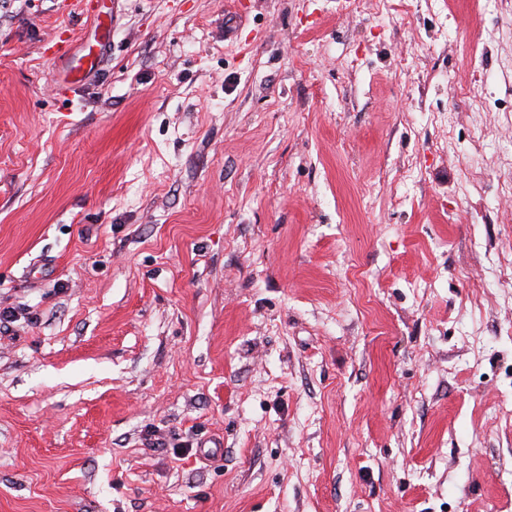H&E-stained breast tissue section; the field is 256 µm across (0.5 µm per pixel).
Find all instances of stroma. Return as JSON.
<instances>
[{"mask_svg": "<svg viewBox=\"0 0 512 512\" xmlns=\"http://www.w3.org/2000/svg\"><path fill=\"white\" fill-rule=\"evenodd\" d=\"M508 168L512 0H0V512H512Z\"/></svg>", "mask_w": 512, "mask_h": 512, "instance_id": "35a3bbf8", "label": "stroma"}]
</instances>
